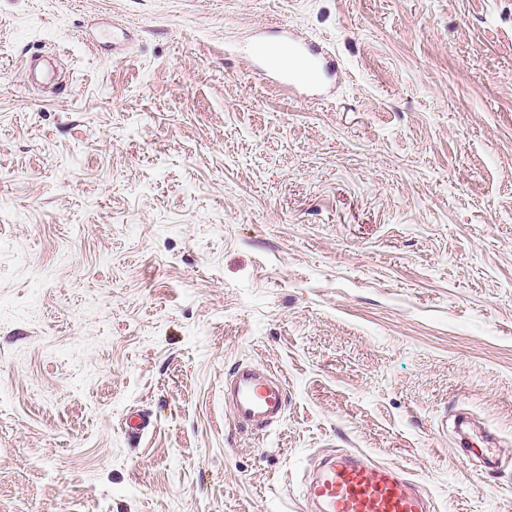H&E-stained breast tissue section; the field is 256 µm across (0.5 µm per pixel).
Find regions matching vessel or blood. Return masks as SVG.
<instances>
[{"instance_id":"obj_1","label":"vessel or blood","mask_w":512,"mask_h":512,"mask_svg":"<svg viewBox=\"0 0 512 512\" xmlns=\"http://www.w3.org/2000/svg\"><path fill=\"white\" fill-rule=\"evenodd\" d=\"M295 51L291 39L267 53L271 73L287 88L297 81L283 56ZM224 403L237 426L259 432L282 418L286 388L266 367L241 365L224 382ZM306 496L317 512H430L416 483L400 469L369 463L357 452L323 459L307 483Z\"/></svg>"}]
</instances>
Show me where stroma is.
<instances>
[{
  "label": "stroma",
  "mask_w": 512,
  "mask_h": 512,
  "mask_svg": "<svg viewBox=\"0 0 512 512\" xmlns=\"http://www.w3.org/2000/svg\"><path fill=\"white\" fill-rule=\"evenodd\" d=\"M347 450L512 512V0H0V512H309ZM264 43L256 42L253 44V49L262 55V52L268 57L269 60V70L271 73L279 77L283 80L282 84L286 88H293L299 83H307L316 85L320 82V68L317 63L318 55L321 54L318 48H313L312 56L315 59L314 63L310 64V67L306 73L307 80L299 81L293 78V70L290 66H286L283 60V56L286 52H288L289 57H293L292 53L296 51V41L294 39L289 38L288 42H286L281 48V50H263L261 52V47ZM224 403L241 429L264 431L282 418L286 388L266 367L240 365L224 381Z\"/></svg>",
  "instance_id": "obj_1"
}]
</instances>
